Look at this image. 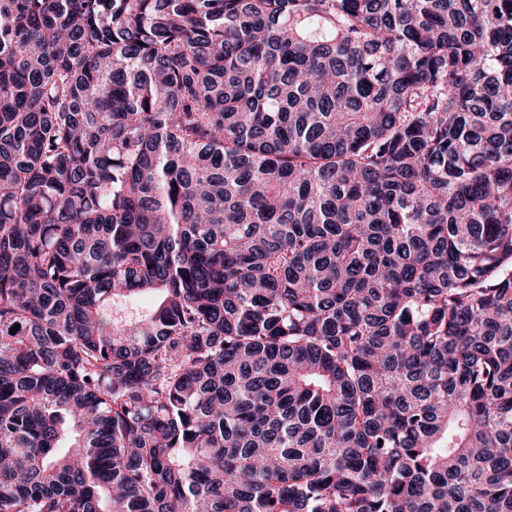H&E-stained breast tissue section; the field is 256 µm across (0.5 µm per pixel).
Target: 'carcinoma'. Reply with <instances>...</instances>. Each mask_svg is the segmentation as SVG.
<instances>
[{
  "label": "carcinoma",
  "mask_w": 512,
  "mask_h": 512,
  "mask_svg": "<svg viewBox=\"0 0 512 512\" xmlns=\"http://www.w3.org/2000/svg\"><path fill=\"white\" fill-rule=\"evenodd\" d=\"M0 512H512V0H0Z\"/></svg>",
  "instance_id": "cac0c4a2"
}]
</instances>
